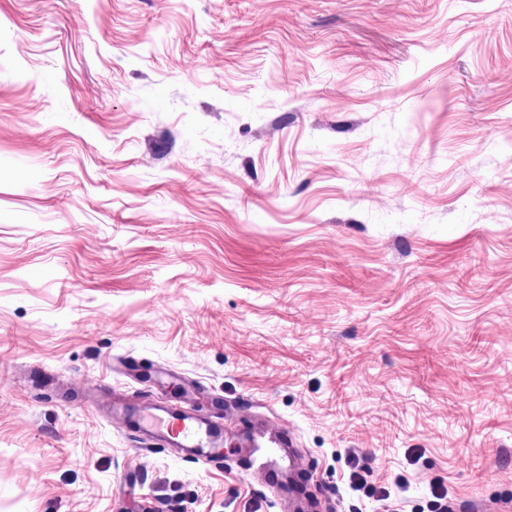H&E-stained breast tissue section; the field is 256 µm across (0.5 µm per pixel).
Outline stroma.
I'll return each instance as SVG.
<instances>
[{"instance_id":"35a3bbf8","label":"stroma","mask_w":512,"mask_h":512,"mask_svg":"<svg viewBox=\"0 0 512 512\" xmlns=\"http://www.w3.org/2000/svg\"><path fill=\"white\" fill-rule=\"evenodd\" d=\"M188 391L512 512V0H0V512H288L100 410Z\"/></svg>"}]
</instances>
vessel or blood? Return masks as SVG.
I'll use <instances>...</instances> for the list:
<instances>
[{
    "instance_id": "vessel-or-blood-1",
    "label": "vessel or blood",
    "mask_w": 512,
    "mask_h": 512,
    "mask_svg": "<svg viewBox=\"0 0 512 512\" xmlns=\"http://www.w3.org/2000/svg\"><path fill=\"white\" fill-rule=\"evenodd\" d=\"M104 410L108 415L121 417L132 433L162 447L180 449L190 461L211 462L222 453L234 456L242 450L246 453L247 471L263 478H276L295 460L292 441L263 425L253 427L242 438L229 443L218 421L204 418L190 408L113 401Z\"/></svg>"
}]
</instances>
